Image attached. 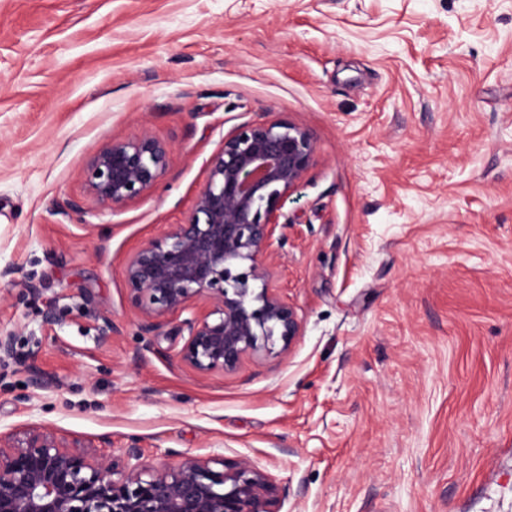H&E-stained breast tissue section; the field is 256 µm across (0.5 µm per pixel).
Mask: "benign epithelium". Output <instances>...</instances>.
Here are the masks:
<instances>
[{
  "instance_id": "1",
  "label": "benign epithelium",
  "mask_w": 512,
  "mask_h": 512,
  "mask_svg": "<svg viewBox=\"0 0 512 512\" xmlns=\"http://www.w3.org/2000/svg\"><path fill=\"white\" fill-rule=\"evenodd\" d=\"M171 146L149 133L115 138L84 170L87 196L120 207L149 193L169 168ZM304 128L267 115L224 136L207 163L192 210L129 256L124 276L140 312L139 334L201 302L185 319L179 364L199 376L232 372L261 352L290 348L301 335L296 310L270 287L282 202L315 161ZM271 474L248 458L185 457L154 465L132 447L114 459L26 431L0 443V512H280Z\"/></svg>"
}]
</instances>
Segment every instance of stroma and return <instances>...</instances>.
<instances>
[{
	"instance_id": "obj_1",
	"label": "stroma",
	"mask_w": 512,
	"mask_h": 512,
	"mask_svg": "<svg viewBox=\"0 0 512 512\" xmlns=\"http://www.w3.org/2000/svg\"><path fill=\"white\" fill-rule=\"evenodd\" d=\"M262 114L316 142L271 281L302 332L200 377L124 266ZM145 132L165 177L93 204L90 156ZM4 267L0 437L246 457L281 512H512V0H0Z\"/></svg>"
}]
</instances>
